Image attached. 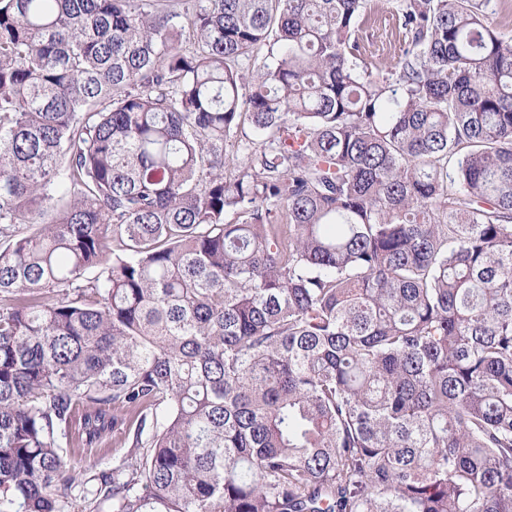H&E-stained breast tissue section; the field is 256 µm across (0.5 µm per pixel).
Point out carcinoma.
Masks as SVG:
<instances>
[{
  "label": "carcinoma",
  "mask_w": 512,
  "mask_h": 512,
  "mask_svg": "<svg viewBox=\"0 0 512 512\" xmlns=\"http://www.w3.org/2000/svg\"><path fill=\"white\" fill-rule=\"evenodd\" d=\"M186 2L0 0V512H512V34ZM396 0H368L364 24L359 33L360 43L366 62L376 60L378 56L391 58L403 44L404 35L399 32L392 20L396 10Z\"/></svg>",
  "instance_id": "carcinoma-1"
}]
</instances>
